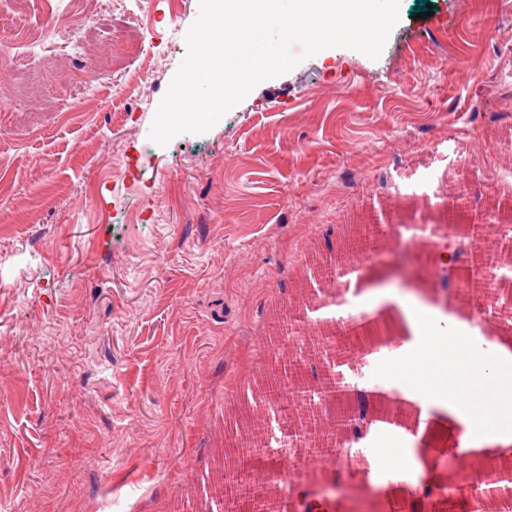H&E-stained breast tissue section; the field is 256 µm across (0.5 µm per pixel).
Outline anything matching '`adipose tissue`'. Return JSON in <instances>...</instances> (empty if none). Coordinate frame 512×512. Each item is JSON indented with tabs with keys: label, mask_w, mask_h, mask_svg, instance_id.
<instances>
[{
	"label": "adipose tissue",
	"mask_w": 512,
	"mask_h": 512,
	"mask_svg": "<svg viewBox=\"0 0 512 512\" xmlns=\"http://www.w3.org/2000/svg\"><path fill=\"white\" fill-rule=\"evenodd\" d=\"M384 304L401 310L407 329L399 357L386 372V390L407 394L414 387L416 372L428 364L433 367L437 391L417 411V432H424L429 421L449 419L460 432L463 448L512 445V405H461L473 389L512 386V342L487 336L457 309L442 310L410 291L373 288L356 300L360 310L372 311ZM474 344L486 346L485 357L472 354Z\"/></svg>",
	"instance_id": "adipose-tissue-1"
}]
</instances>
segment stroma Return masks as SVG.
<instances>
[{"label": "stroma", "instance_id": "35a3bbf8", "mask_svg": "<svg viewBox=\"0 0 512 512\" xmlns=\"http://www.w3.org/2000/svg\"><path fill=\"white\" fill-rule=\"evenodd\" d=\"M399 0L378 59L332 47L202 134L150 138L199 0H111L81 54H26L71 0H0V512H217L226 414L277 369L295 306L380 387L404 318L342 324L361 289L449 303L437 251L359 260L351 227L439 239L512 205V0ZM496 172L478 179L485 163ZM406 436L362 445L328 512H406Z\"/></svg>", "mask_w": 512, "mask_h": 512}]
</instances>
